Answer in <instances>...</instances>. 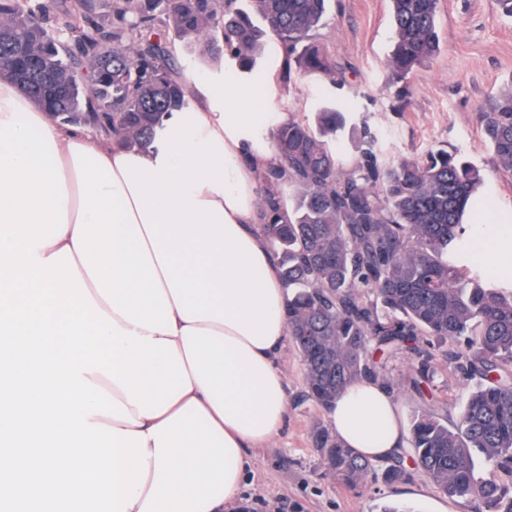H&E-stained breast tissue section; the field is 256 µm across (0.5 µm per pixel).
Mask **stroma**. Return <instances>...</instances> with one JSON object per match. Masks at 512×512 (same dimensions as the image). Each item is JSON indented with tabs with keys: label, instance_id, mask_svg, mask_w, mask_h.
Instances as JSON below:
<instances>
[{
	"label": "stroma",
	"instance_id": "stroma-1",
	"mask_svg": "<svg viewBox=\"0 0 512 512\" xmlns=\"http://www.w3.org/2000/svg\"><path fill=\"white\" fill-rule=\"evenodd\" d=\"M438 25L440 54L398 82L386 67L393 47L389 0H332L329 18L315 39L345 66L344 85L334 87L287 71L279 47L266 53L247 82L261 87L273 113L309 115L321 98L335 99L354 122H366L378 140L382 161L445 149L490 170L492 159L477 112L512 81V17L500 10L497 0H441ZM385 363L398 417L408 421L422 404L404 383L412 360L399 354ZM279 366L287 421L269 447L254 452L241 512H382L388 506L471 512L470 503L448 498L419 473L395 484L370 477L354 488L325 475L311 435L315 426L329 424V414L307 398L304 368L293 343H286ZM434 366L436 408L456 416L468 386L443 358H436Z\"/></svg>",
	"mask_w": 512,
	"mask_h": 512
}]
</instances>
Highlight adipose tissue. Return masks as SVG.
<instances>
[{
    "mask_svg": "<svg viewBox=\"0 0 512 512\" xmlns=\"http://www.w3.org/2000/svg\"><path fill=\"white\" fill-rule=\"evenodd\" d=\"M148 147L54 122L0 80V512H234L287 413L286 296L254 227L267 122L239 77ZM403 444L379 383L331 411Z\"/></svg>",
    "mask_w": 512,
    "mask_h": 512,
    "instance_id": "ef3b65f1",
    "label": "adipose tissue"
}]
</instances>
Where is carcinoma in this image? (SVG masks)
I'll return each instance as SVG.
<instances>
[{
  "label": "carcinoma",
  "instance_id": "1",
  "mask_svg": "<svg viewBox=\"0 0 512 512\" xmlns=\"http://www.w3.org/2000/svg\"><path fill=\"white\" fill-rule=\"evenodd\" d=\"M394 45L388 69L404 78L440 52V0H390ZM329 0H248L228 14L224 0H113L120 25L95 20L94 0H74L49 16L34 0H0V79L11 80L56 121H95L105 134L146 147L176 112L192 110L169 66L179 38L206 35L200 54L227 56L251 73L266 47L288 50L286 64L332 86L344 79L313 33ZM493 170L512 177V82L478 112ZM277 157L257 230L269 243L288 290V335L306 375L307 397L324 410L348 387L374 380L392 389L383 360H416L406 379L421 399L433 394V356L421 337L455 347L450 358L472 383L455 422L428 406L410 416L406 455L360 456L329 428L312 443L328 472L356 487L381 471L387 483L427 475L472 512H512V282L476 266L469 214L488 208L485 170L457 152L382 163L368 127L348 126L325 103L314 121L289 115L270 131ZM354 142L345 165L338 145ZM410 459L411 465L405 464Z\"/></svg>",
  "mask_w": 512,
  "mask_h": 512
}]
</instances>
